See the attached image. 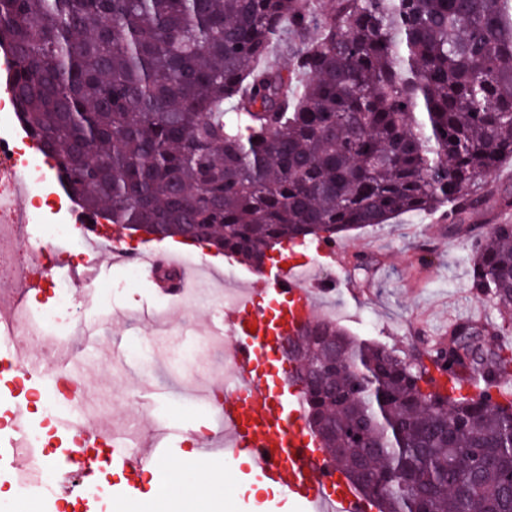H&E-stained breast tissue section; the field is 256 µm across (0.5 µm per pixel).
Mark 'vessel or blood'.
Returning <instances> with one entry per match:
<instances>
[{"instance_id":"vessel-or-blood-1","label":"vessel or blood","mask_w":512,"mask_h":512,"mask_svg":"<svg viewBox=\"0 0 512 512\" xmlns=\"http://www.w3.org/2000/svg\"><path fill=\"white\" fill-rule=\"evenodd\" d=\"M42 286L37 278L11 285L0 297V320H14L21 302ZM329 288V282L310 278L304 266L290 262L264 271L262 289L245 288L239 301L225 310L219 332L232 341L234 383L225 387L221 416L201 445L234 459L247 455L259 478L287 493L303 512H378L374 500L329 465L306 427L302 393L273 390L266 369L268 362L280 357L279 338L313 320L318 296ZM11 355L19 373L50 389V374L38 352L15 348ZM56 421L68 441L69 454L93 446L86 416L62 412ZM150 428V439L135 452L124 429L112 428L113 462L138 468L163 464L181 441L182 431L164 422L151 423Z\"/></svg>"}]
</instances>
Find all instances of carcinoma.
I'll return each mask as SVG.
<instances>
[{"mask_svg":"<svg viewBox=\"0 0 512 512\" xmlns=\"http://www.w3.org/2000/svg\"><path fill=\"white\" fill-rule=\"evenodd\" d=\"M21 122L93 219L259 268L406 213L471 241L497 313L412 357L314 319L307 423L379 512H512V0H0ZM280 52L288 70L269 63Z\"/></svg>","mask_w":512,"mask_h":512,"instance_id":"cac0c4a2","label":"carcinoma"}]
</instances>
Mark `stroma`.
I'll return each mask as SVG.
<instances>
[{
  "label": "stroma",
  "mask_w": 512,
  "mask_h": 512,
  "mask_svg": "<svg viewBox=\"0 0 512 512\" xmlns=\"http://www.w3.org/2000/svg\"><path fill=\"white\" fill-rule=\"evenodd\" d=\"M358 253L372 257L369 273L354 270L353 257ZM471 255L466 242L449 237L440 217L404 214L386 226L350 233L334 257L321 259L322 275L333 280L336 289L323 296L318 306H341L344 315L340 323L352 334L410 354L447 334L449 318L461 311H469L475 319L490 315L487 304L468 288ZM98 283L102 292L95 312L106 316L107 322L100 331L98 346L80 351L81 356L96 360L86 388L93 400L105 403L107 420L112 424L137 417L139 410L128 401V393L138 394L146 388L163 392L157 416L189 425L174 455L175 460H183L196 452L201 437L207 435L212 413L207 405L183 399L182 394L199 386L220 391L223 346L203 351L202 363L193 376L168 366L161 359V349H154V378L146 383L128 368L114 366L112 340L124 337L129 347L147 344L157 336L155 317L159 314L174 325L189 321L203 331L208 327L206 315L211 308L206 305L187 314L169 305L166 288L146 273L140 274L135 284H126L121 262L105 264ZM249 468V461L237 458L225 470L223 512H301L280 489L259 482ZM89 477L126 490L127 512H152L149 472L103 463L101 451L93 448L80 471L66 472L64 482L56 483L47 500L22 498L1 479L0 502L9 503L11 512H110L108 501L88 502L71 493L72 484Z\"/></svg>",
  "instance_id": "stroma-1"
}]
</instances>
